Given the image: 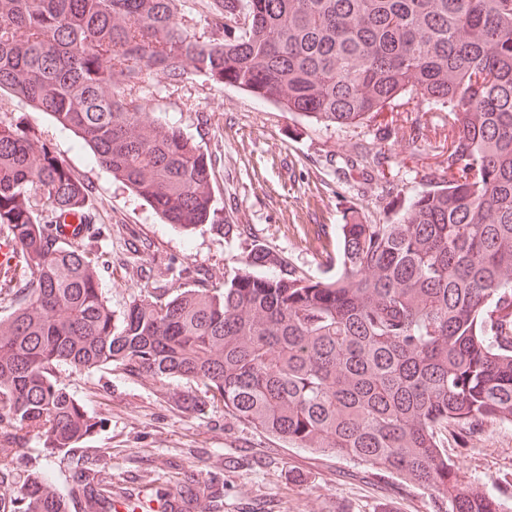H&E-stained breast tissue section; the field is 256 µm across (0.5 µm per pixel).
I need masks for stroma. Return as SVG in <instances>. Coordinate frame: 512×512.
Returning a JSON list of instances; mask_svg holds the SVG:
<instances>
[{
    "instance_id": "stroma-1",
    "label": "stroma",
    "mask_w": 512,
    "mask_h": 512,
    "mask_svg": "<svg viewBox=\"0 0 512 512\" xmlns=\"http://www.w3.org/2000/svg\"><path fill=\"white\" fill-rule=\"evenodd\" d=\"M144 94L152 112L175 122L209 157L223 224L183 233L162 223L53 117L0 93V119L34 131L82 184L91 230L76 246L91 259L118 317L140 296H173L210 282L213 267L240 268L257 244L323 275L328 267L310 249L311 236H334L351 212L360 223H377L387 199H410L425 182L441 180L433 147L408 145L375 122L326 127L199 74L152 80ZM356 152L369 164L361 185L347 174ZM57 380L98 421L97 431L79 448L52 457L30 437L24 452L7 462L16 479L45 471L66 494L75 487L77 460L89 459L107 464L113 489L138 502L186 489L188 512H215V490L221 495L216 512L447 510L433 489L331 453L287 447L229 414L203 386L108 367L64 366ZM187 393L202 398L199 409L180 407ZM442 441L462 480L499 490L512 510L511 425L451 427Z\"/></svg>"
}]
</instances>
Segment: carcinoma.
<instances>
[{
    "instance_id": "carcinoma-1",
    "label": "carcinoma",
    "mask_w": 512,
    "mask_h": 512,
    "mask_svg": "<svg viewBox=\"0 0 512 512\" xmlns=\"http://www.w3.org/2000/svg\"><path fill=\"white\" fill-rule=\"evenodd\" d=\"M184 0H0V91L52 115L99 165L179 230L224 221L212 165L139 94L199 73L317 123L382 118L428 140L414 104L448 113L444 187L337 225L321 243L336 274L279 262L257 244L224 284L144 297L119 319L91 261L40 224L41 202L82 211L69 168L0 121V236L21 274L0 303V457L38 437L78 447L96 422L56 371L120 367L202 384L233 416L290 448L331 452L431 487L448 512H506L465 482L449 425H512V0H210V34ZM81 501L112 512V477L74 474ZM0 512H72L34 472ZM184 4V16L182 17V22L188 28V30L193 33H197L198 35L203 32L209 31L207 26L208 20V9H207V1L208 0H185Z\"/></svg>"
}]
</instances>
